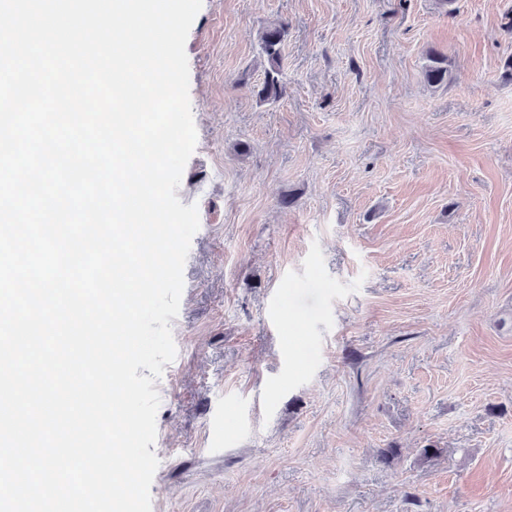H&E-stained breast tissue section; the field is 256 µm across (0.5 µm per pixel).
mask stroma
Listing matches in <instances>:
<instances>
[{
  "label": "stroma",
  "instance_id": "obj_1",
  "mask_svg": "<svg viewBox=\"0 0 512 512\" xmlns=\"http://www.w3.org/2000/svg\"><path fill=\"white\" fill-rule=\"evenodd\" d=\"M185 50L152 512H512V0H203ZM288 28L285 24L267 26L259 36L261 53L266 60L264 78L257 85L256 96L262 102H275L285 93L284 83L281 79L282 46ZM428 65L425 69L426 81L431 85H440L448 81V65L445 56L432 50L428 55Z\"/></svg>",
  "mask_w": 512,
  "mask_h": 512
}]
</instances>
